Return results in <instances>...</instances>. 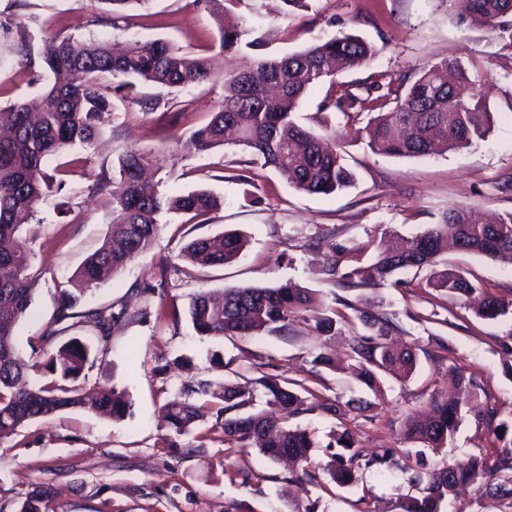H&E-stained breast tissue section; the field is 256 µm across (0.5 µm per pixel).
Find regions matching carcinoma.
<instances>
[{
	"instance_id": "obj_1",
	"label": "carcinoma",
	"mask_w": 512,
	"mask_h": 512,
	"mask_svg": "<svg viewBox=\"0 0 512 512\" xmlns=\"http://www.w3.org/2000/svg\"><path fill=\"white\" fill-rule=\"evenodd\" d=\"M112 12V23L125 10L146 0H95ZM219 34V53L239 54L256 50L261 42L252 37L246 20H229V7L242 0H203ZM462 19L480 22L502 48L512 51V0H448ZM377 47L358 35L342 33L282 56L260 55L243 67L221 75L224 97L210 120L182 144L187 153H205L216 148L241 152L249 163L273 169L291 188L309 195H332L351 188L354 172L345 163L343 146L336 131L317 132L303 125L298 116L302 99L320 85L328 84L320 110H334L356 122L368 116L370 151L388 157H423L467 148L486 138L491 128L490 112L482 100L468 93L470 78L458 60L432 64L412 78H397L377 72L361 83L340 82L336 74L367 64ZM42 62L52 75L40 97V111L33 114L23 104L0 108V437L14 434L26 422L85 405L76 382L92 355L90 344L73 337L54 345V326L82 319L100 342L108 341L112 327L123 312L105 307L77 311L85 293L100 285L110 273L122 271L138 255L150 249L160 230V217L167 213L202 216L219 207L207 190L198 189L170 196L161 182L143 178L147 170L163 168L164 157L153 152L128 150L113 164L112 181L105 184L112 204V224L102 245L90 254L60 290L58 306L41 341L50 346L39 365L47 381L29 383L16 346V330L32 303V283L38 275L33 254L18 246L23 225L36 215L50 190L44 174L46 160L75 144H92L103 132L112 114V92L134 83L168 89L199 85L214 77L213 57L190 58L166 40L132 41L116 54L105 41L77 40L46 33ZM249 244L238 230L226 231L188 242L178 258L200 266L225 265L237 260ZM336 264L323 269L337 279L339 287L352 290L380 286L388 281L398 286L402 271L427 270L418 282L444 296H482L477 315L486 320L512 318V299L484 293L480 284L464 272L440 261L448 251L474 254L512 262V210L492 224L482 222L472 209L448 210L437 224L406 240L397 250H374L366 262L350 249L331 245ZM312 291L295 283L272 287L235 286L215 298L196 295L187 316L200 336L250 337L262 333L285 335L290 326L310 311ZM354 311L353 321L331 306L311 315L315 331L335 336L348 326V356L356 362L357 377L370 389L381 377L408 380L416 370L417 354L411 348L396 350L388 342L399 331L383 312L363 309L353 300L338 299ZM266 405L281 412L273 419L254 412L255 391L226 381H201L185 385L179 395L163 406L168 428L182 435L200 417L201 408L211 410L224 443L255 448L272 460L287 455L301 468L312 463L313 449L321 447L313 432L287 424L290 417L321 410L343 416L346 409L368 408L367 402L351 398L340 407L321 401L302 386L291 390L275 379L262 382ZM481 385L473 376L460 373L453 390L430 402L431 415L407 421L404 439L431 448H443L459 426L474 413L503 443L505 455L489 463L484 455H473L463 463L431 468L418 453H405L404 473L416 494L398 502L400 512H440L441 504L464 487L480 484L486 498L512 505V421L487 402L478 409ZM203 400L197 405L196 400ZM130 408L128 395L115 387H103L91 409L112 418H123ZM326 447L338 448L325 470L339 486H348L363 467L382 466L390 454L366 457L355 450L346 430L336 433ZM50 490L38 488L27 495L19 512H56Z\"/></svg>"
}]
</instances>
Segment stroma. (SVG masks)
<instances>
[{"mask_svg":"<svg viewBox=\"0 0 512 512\" xmlns=\"http://www.w3.org/2000/svg\"><path fill=\"white\" fill-rule=\"evenodd\" d=\"M278 0H244L235 9L248 19L262 45L260 54L278 56L301 50L339 32L374 43L379 52L365 67L342 74L359 82L378 71L410 77L430 63L459 59L472 70L471 93L482 98L492 116L486 139L472 146L426 158L373 154L362 142L346 140L353 187L333 195H307L289 187L270 169L254 184L238 181L242 154L212 151L188 155L181 141L203 125L222 101L224 87L214 79L195 87L168 91L137 87V94L160 101L150 113L121 94L101 138L50 158L44 170H67L62 193L49 194L36 217L24 225L19 241L33 249L39 277L30 312L17 328L16 342L28 363L41 360L43 335L57 306L59 291L80 263L102 243L112 222L106 191L96 180L111 176L116 158L129 149L166 155L160 170L163 190L180 195L206 189L221 205L202 219L167 214L153 247L125 270L89 292L80 308L123 310L106 345L80 380L85 390L116 386L132 406L115 420L80 409L66 410L26 423L0 439V512H18L26 495L40 485L56 490L57 512H398L409 494L398 466L361 470L355 484L341 487L326 472L303 484L299 467L264 457L254 448L228 447L212 433L213 416L164 445L168 433L162 406L190 381L233 382L259 387L268 377L305 384L325 400L360 397L368 407L342 417L310 412L291 423L313 431L321 446L317 462L329 459L333 432L349 430L364 455L423 451L429 465L464 462L483 454L497 459L501 442L485 427L466 420L447 447L434 450L403 438L412 415L427 410L431 398L448 393V370L474 376L481 400L512 410V356L507 347L511 325L475 316L464 301L435 297L404 283L343 291L324 275L333 262L331 244L347 247L391 228L414 236L440 222L449 209L466 206L479 213L512 210V52L503 50L485 29L460 22L447 0H317L313 11L276 17ZM0 107L35 99L50 76L41 67L42 31L63 37L111 43L163 39L193 54L217 51L218 34L196 0H148L126 11L119 23L94 21L89 0H0ZM325 87L303 99V124L323 131H346L347 119L323 112ZM69 197L71 211L58 218L54 206ZM240 230L250 237L243 256L224 266L200 267L178 261L191 239ZM178 261V270L168 269ZM448 263L463 267L487 291L512 298V264L451 253ZM287 281L315 291L318 301L347 296L361 306L392 315L401 342L415 347L420 364L412 379H384L368 389L349 374L315 370L312 360L323 347L343 354L345 337L325 340L310 322L299 320L287 335L251 338L198 335L188 319L173 321L170 309L186 310L192 296L234 285L273 286Z\"/></svg>","mask_w":512,"mask_h":512,"instance_id":"35a3bbf8","label":"stroma"}]
</instances>
